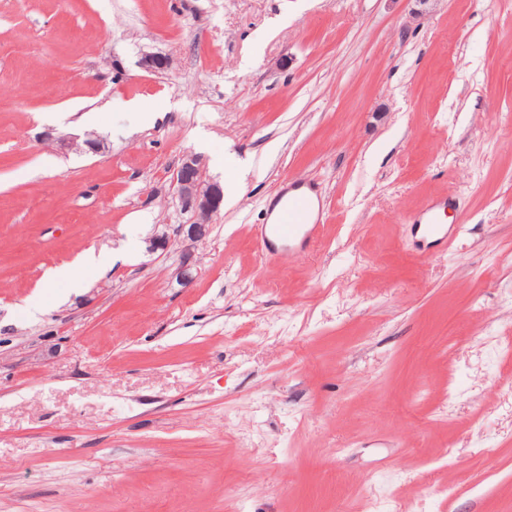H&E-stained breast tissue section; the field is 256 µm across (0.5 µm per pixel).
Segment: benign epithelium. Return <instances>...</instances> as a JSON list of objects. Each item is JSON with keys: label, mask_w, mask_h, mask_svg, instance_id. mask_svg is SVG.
Wrapping results in <instances>:
<instances>
[{"label": "benign epithelium", "mask_w": 512, "mask_h": 512, "mask_svg": "<svg viewBox=\"0 0 512 512\" xmlns=\"http://www.w3.org/2000/svg\"><path fill=\"white\" fill-rule=\"evenodd\" d=\"M173 183L184 209L196 216V221L187 225L186 239L192 243L205 239L210 231L209 218L219 211L223 203V189L216 183L202 180L201 163L193 155L183 158L175 171Z\"/></svg>", "instance_id": "benign-epithelium-1"}]
</instances>
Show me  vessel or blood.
I'll list each match as a JSON object with an SVG mask.
<instances>
[{
	"instance_id": "1",
	"label": "vessel or blood",
	"mask_w": 512,
	"mask_h": 512,
	"mask_svg": "<svg viewBox=\"0 0 512 512\" xmlns=\"http://www.w3.org/2000/svg\"><path fill=\"white\" fill-rule=\"evenodd\" d=\"M449 200H429L416 215L422 247L444 250L459 232L456 225L446 223ZM268 223L258 225L256 241L265 256H276L288 250H306L313 246L324 220L321 198L294 187H286L268 215Z\"/></svg>"
}]
</instances>
